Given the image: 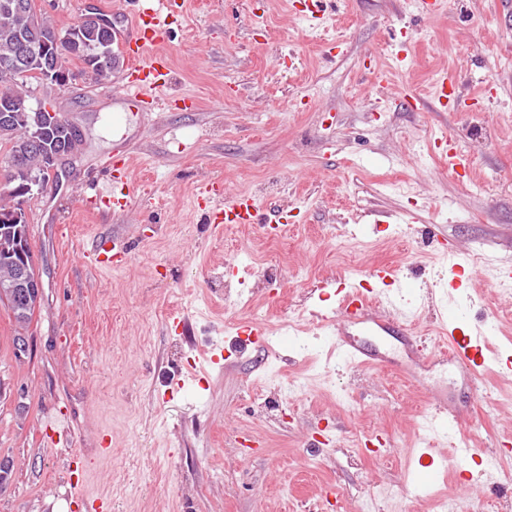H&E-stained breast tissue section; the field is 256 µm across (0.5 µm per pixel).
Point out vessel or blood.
I'll use <instances>...</instances> for the list:
<instances>
[{
	"label": "vessel or blood",
	"instance_id": "vessel-or-blood-1",
	"mask_svg": "<svg viewBox=\"0 0 512 512\" xmlns=\"http://www.w3.org/2000/svg\"><path fill=\"white\" fill-rule=\"evenodd\" d=\"M113 13L121 14L130 27V33L120 44L117 53L123 65L119 86L110 90L113 106L136 108L140 112L155 111L159 102H166L179 110H195L197 102L186 95L160 99L159 94L173 82L172 69L167 55L160 46L167 37L174 18L172 0H115ZM458 98V81L455 76L441 73L432 100L434 107L447 109ZM259 208L253 197L236 193L224 202V221L228 224H253ZM440 255H452L448 268L447 288L458 290L473 263L468 253L448 252L443 243H436ZM365 281L340 282L336 288L338 305L335 315H322L317 328L331 329L340 361L352 368H381L390 362L387 346L373 347L364 341L365 336L390 338L401 336L406 355L422 370L430 371L442 365H454L468 383H476L480 369L490 363L501 362L502 357L492 354L486 332L482 327L458 326L455 317L441 319L444 345L429 350L408 333L410 319L403 307L404 295L414 288L410 278L399 277L386 266L370 268ZM238 338L229 345L228 354L242 355L249 345L265 341L269 334L266 326L257 321H246L237 326ZM458 416L448 408L440 396H433L432 407L423 414L421 426L430 440L437 438L447 426L458 424ZM464 460L468 464L487 469L493 461L485 449L472 447L469 440H461L448 455L437 456L430 449H422L419 456L420 471L412 487L414 493H423L446 468L448 461Z\"/></svg>",
	"mask_w": 512,
	"mask_h": 512
}]
</instances>
